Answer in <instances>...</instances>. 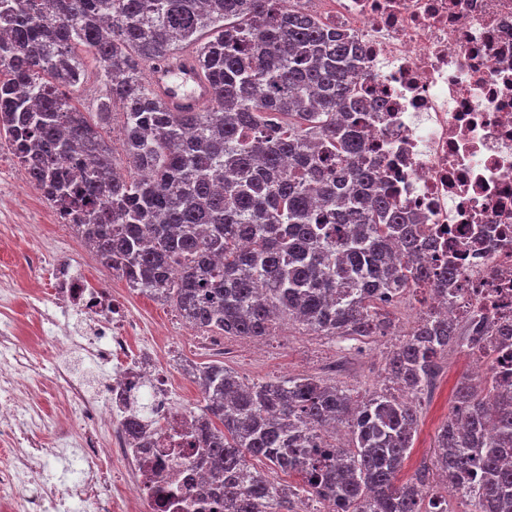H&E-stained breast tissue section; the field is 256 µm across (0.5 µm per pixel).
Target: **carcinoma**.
Masks as SVG:
<instances>
[{
  "instance_id": "obj_1",
  "label": "carcinoma",
  "mask_w": 512,
  "mask_h": 512,
  "mask_svg": "<svg viewBox=\"0 0 512 512\" xmlns=\"http://www.w3.org/2000/svg\"><path fill=\"white\" fill-rule=\"evenodd\" d=\"M282 0H0V129L34 169L101 269L171 302L192 327L263 339L289 319L318 336H385L389 296L459 277L421 257L413 218L376 185L368 143L349 120L369 105L351 74L357 43ZM185 43L216 97L173 112L145 75ZM98 65L95 115L57 85ZM123 106L126 172L102 115ZM512 326L423 312L388 362L413 398L357 404L315 377L246 386L222 363L192 364L203 393L196 463L223 489L224 512H295L302 493L326 512H448L427 472L399 481L414 445L419 398L448 349L500 350ZM341 422L348 444L330 442ZM434 466L477 512H512V391L462 377ZM298 478L280 482L274 474Z\"/></svg>"
}]
</instances>
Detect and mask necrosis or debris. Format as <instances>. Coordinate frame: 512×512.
Segmentation results:
<instances>
[{
	"label": "necrosis or debris",
	"instance_id": "4bbe7bcc",
	"mask_svg": "<svg viewBox=\"0 0 512 512\" xmlns=\"http://www.w3.org/2000/svg\"><path fill=\"white\" fill-rule=\"evenodd\" d=\"M312 5L362 47L354 84L372 109L359 118L369 133L371 160L394 202L416 214L431 248L429 264L459 272L457 302L448 316L477 314L512 325V0H284ZM33 185L24 194L0 185V213L40 223L57 214L48 185L32 182L29 161L0 140V164ZM35 265L44 287L35 302L52 307L45 341H18L0 321V342L12 345L20 374L0 382V446L28 444L39 412L25 402L26 376L62 320L79 315L89 355L110 368L97 394L68 377L57 383L70 401L58 425L61 448L77 446L80 480L54 489L58 500L98 502L111 494L113 512H197L211 488L196 467L200 415L177 395L163 368L156 337L98 278L80 274L48 250L21 255L0 268L12 280L18 266ZM155 422L139 439L130 423L140 402Z\"/></svg>",
	"mask_w": 512,
	"mask_h": 512
}]
</instances>
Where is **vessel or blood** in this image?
I'll return each mask as SVG.
<instances>
[{"instance_id":"b4317fda","label":"vessel or blood","mask_w":512,"mask_h":512,"mask_svg":"<svg viewBox=\"0 0 512 512\" xmlns=\"http://www.w3.org/2000/svg\"><path fill=\"white\" fill-rule=\"evenodd\" d=\"M149 78L156 94L175 112H195L211 102L213 87L193 55L179 53L151 64Z\"/></svg>"}]
</instances>
